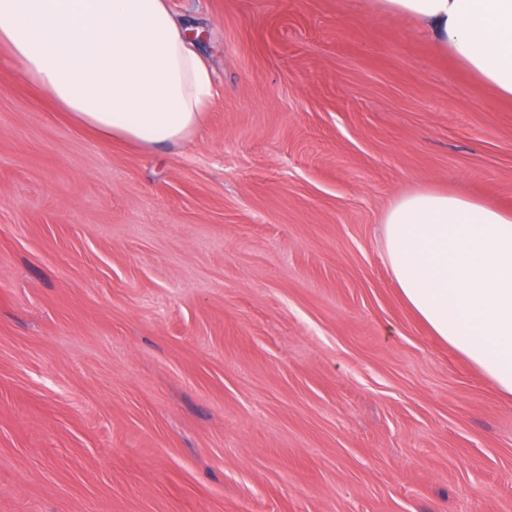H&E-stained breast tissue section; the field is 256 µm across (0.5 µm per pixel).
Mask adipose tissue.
I'll return each mask as SVG.
<instances>
[{
  "instance_id": "obj_1",
  "label": "adipose tissue",
  "mask_w": 512,
  "mask_h": 512,
  "mask_svg": "<svg viewBox=\"0 0 512 512\" xmlns=\"http://www.w3.org/2000/svg\"><path fill=\"white\" fill-rule=\"evenodd\" d=\"M512 100V0H375ZM0 48L59 110L154 150L193 140L214 77L170 0H0ZM383 254L405 304L512 398V212L435 190L398 196Z\"/></svg>"
}]
</instances>
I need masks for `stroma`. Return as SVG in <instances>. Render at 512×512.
<instances>
[{"label": "stroma", "instance_id": "1", "mask_svg": "<svg viewBox=\"0 0 512 512\" xmlns=\"http://www.w3.org/2000/svg\"><path fill=\"white\" fill-rule=\"evenodd\" d=\"M153 155L0 60V512H512V400L385 263L399 195L512 210V101L371 0H170Z\"/></svg>", "mask_w": 512, "mask_h": 512}]
</instances>
